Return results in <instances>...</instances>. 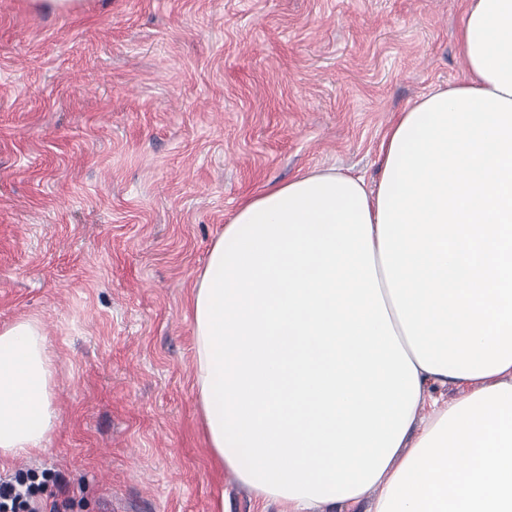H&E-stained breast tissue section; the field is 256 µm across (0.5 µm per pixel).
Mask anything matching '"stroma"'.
<instances>
[{"mask_svg":"<svg viewBox=\"0 0 512 512\" xmlns=\"http://www.w3.org/2000/svg\"><path fill=\"white\" fill-rule=\"evenodd\" d=\"M464 0H0V327L55 362L43 512H279L208 446L191 291L258 189L375 181L390 121L465 80Z\"/></svg>","mask_w":512,"mask_h":512,"instance_id":"stroma-1","label":"stroma"}]
</instances>
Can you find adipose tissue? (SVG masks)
I'll list each match as a JSON object with an SVG mask.
<instances>
[{
    "label": "adipose tissue",
    "mask_w": 512,
    "mask_h": 512,
    "mask_svg": "<svg viewBox=\"0 0 512 512\" xmlns=\"http://www.w3.org/2000/svg\"><path fill=\"white\" fill-rule=\"evenodd\" d=\"M458 42L467 78L399 112L375 185L260 189L196 281L209 445L281 512H512V0H467ZM54 374L38 321L0 328V464L47 451Z\"/></svg>",
    "instance_id": "obj_1"
}]
</instances>
